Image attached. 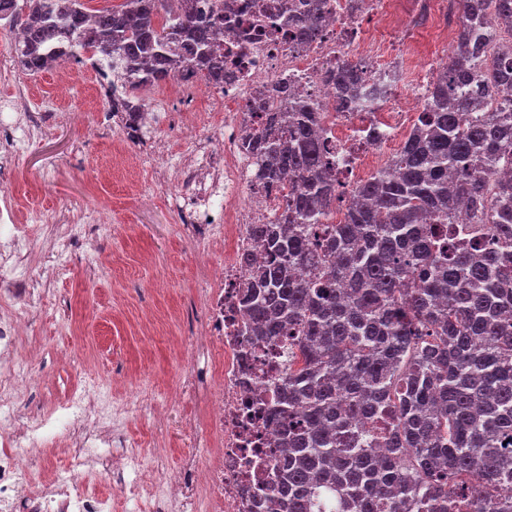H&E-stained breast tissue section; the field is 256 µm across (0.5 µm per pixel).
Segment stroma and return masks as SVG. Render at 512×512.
<instances>
[{
    "label": "stroma",
    "instance_id": "stroma-1",
    "mask_svg": "<svg viewBox=\"0 0 512 512\" xmlns=\"http://www.w3.org/2000/svg\"><path fill=\"white\" fill-rule=\"evenodd\" d=\"M56 69L21 76L29 102L36 108L80 110L81 123L64 124L43 138L18 166L15 183L20 208L27 216L72 223L74 205L105 213L107 226L96 251L105 266H92L84 255L68 256L58 272L39 269L33 285L44 294L34 329L45 347L34 364L39 383L28 388L20 403L31 413L68 393L76 384H108L114 369L128 373L137 397L112 393L119 407V430L139 446L155 472L171 470L199 435L175 424L181 407L168 411L172 424L163 426L152 408L180 384V351L203 318L197 303V273L203 262L179 233L178 211L152 186V205L138 202L126 156L151 146L161 148L160 162L177 161L188 150L169 126L162 104V86L137 92L152 119L138 138L120 140L110 118L111 103L93 69L77 66L66 97L55 93ZM158 319L150 331L139 324L142 310Z\"/></svg>",
    "mask_w": 512,
    "mask_h": 512
}]
</instances>
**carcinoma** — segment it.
<instances>
[{
    "label": "carcinoma",
    "mask_w": 512,
    "mask_h": 512,
    "mask_svg": "<svg viewBox=\"0 0 512 512\" xmlns=\"http://www.w3.org/2000/svg\"><path fill=\"white\" fill-rule=\"evenodd\" d=\"M323 0H272L249 23L257 36L288 29L322 35ZM452 60L430 83L413 133L388 166L351 191L344 221L335 148L316 103L287 95L242 139L282 188L283 212L255 224L263 258L246 259L240 289L248 335L288 334L296 364L282 377L271 512H457L479 488L494 512H512V42L484 65L488 10L512 28V0H462ZM0 0V21L26 75L90 54L102 70L131 72L112 85V111L139 131L133 95L174 77L224 83V0H123L91 11L84 0ZM341 108L384 97L391 75L357 66L326 70ZM482 229L455 242L459 206ZM376 416L380 441L355 434Z\"/></svg>",
    "instance_id": "carcinoma-1"
}]
</instances>
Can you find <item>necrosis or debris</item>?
<instances>
[{
  "mask_svg": "<svg viewBox=\"0 0 512 512\" xmlns=\"http://www.w3.org/2000/svg\"><path fill=\"white\" fill-rule=\"evenodd\" d=\"M459 0H325L323 35L299 45L281 36L248 39L242 28L224 31V44L236 52L233 74L223 87L167 82L176 110L171 122L191 147L171 166H144L134 159L131 170L140 182L172 187V200L181 213L184 237L203 255L223 254L224 264L202 272L200 304L205 323L195 341L184 346L179 370L195 385L193 361L197 349L215 352L218 370L211 383L214 398L204 415L186 414L185 428L202 427L205 448L183 457L166 479L135 457L108 461L101 471L91 463L103 457L112 437V411L97 386L75 387L52 402L48 412L22 416L20 392L35 379L32 358L38 350L32 334L33 317L42 299L30 286L31 270L43 251L25 223L12 186H0V226L9 234L0 241V512H112V499L100 486L113 472L130 467L137 476L129 493L150 499L155 512H167V498L176 495L177 512H259L255 500L278 453L276 425L267 414L279 393L276 377L288 370L287 337L263 343L243 336V313L237 304L246 271L243 252L254 251L249 235L253 224L273 220L283 206L282 195L262 192L255 180L259 159L241 147L247 125L263 111L279 109L280 100L258 109L257 89L270 83L287 84L289 91L307 92L314 99L327 137L344 160L342 181L354 187L386 166L412 129L425 103L428 80L411 87H394L390 102L342 111L334 85L323 78L328 64L359 63L378 76L393 68L416 67L422 50L408 43L402 54L380 51L364 37L347 39L343 27L372 22L380 29L427 28L442 52L434 67L445 66L461 14ZM11 88L9 115H0V147L6 162L18 165L34 145L71 113L25 111L26 92L14 73L0 71ZM220 104L224 124L214 127V113L203 103ZM69 450L62 468L49 467L47 456L57 447Z\"/></svg>",
  "mask_w": 512,
  "mask_h": 512,
  "instance_id": "necrosis-or-debris-1",
  "label": "necrosis or debris"
}]
</instances>
